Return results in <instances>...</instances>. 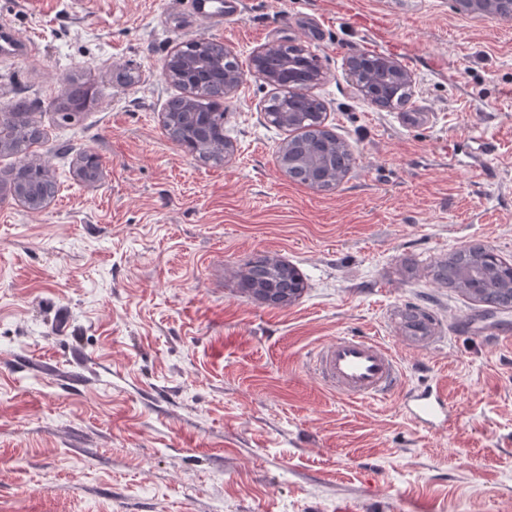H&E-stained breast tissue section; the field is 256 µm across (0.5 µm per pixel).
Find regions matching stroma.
Listing matches in <instances>:
<instances>
[{
    "mask_svg": "<svg viewBox=\"0 0 512 512\" xmlns=\"http://www.w3.org/2000/svg\"><path fill=\"white\" fill-rule=\"evenodd\" d=\"M0 30L38 48L0 63V109L34 101L28 155L57 184L39 210L0 201V512H512V312L432 275L474 246L512 262V22L454 0H245L221 27L170 0H0ZM200 38L244 65L276 41L318 58L354 156L335 189L280 170L290 133L250 72L226 162L170 138L165 65ZM364 51L413 73L403 107L359 92ZM74 78L97 100L65 123ZM259 255L297 269L296 301L241 290ZM411 305L442 320L435 349L401 340ZM351 335L442 386L455 425L326 389L310 357Z\"/></svg>",
    "mask_w": 512,
    "mask_h": 512,
    "instance_id": "stroma-1",
    "label": "stroma"
}]
</instances>
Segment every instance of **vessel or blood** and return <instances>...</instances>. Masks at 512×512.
I'll return each mask as SVG.
<instances>
[{
    "label": "vessel or blood",
    "instance_id": "vessel-or-blood-1",
    "mask_svg": "<svg viewBox=\"0 0 512 512\" xmlns=\"http://www.w3.org/2000/svg\"><path fill=\"white\" fill-rule=\"evenodd\" d=\"M173 5L196 19L213 23L239 17L243 8L242 0H173ZM400 325L402 340L411 349L427 351L440 342L434 317L405 310L400 314ZM311 365L324 386L348 400H377L399 390L411 423L424 429L448 427V401L442 388L427 384L404 389L396 356L375 339L338 337L312 354Z\"/></svg>",
    "mask_w": 512,
    "mask_h": 512
}]
</instances>
